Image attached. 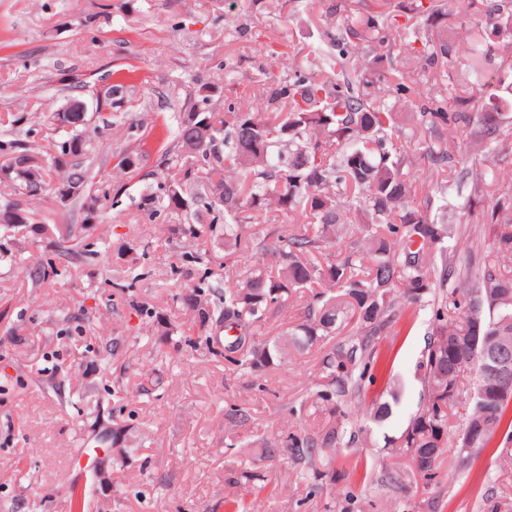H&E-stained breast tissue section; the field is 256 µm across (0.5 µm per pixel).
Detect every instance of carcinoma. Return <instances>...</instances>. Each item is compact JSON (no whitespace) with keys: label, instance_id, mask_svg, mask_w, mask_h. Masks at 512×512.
I'll return each instance as SVG.
<instances>
[{"label":"carcinoma","instance_id":"cac0c4a2","mask_svg":"<svg viewBox=\"0 0 512 512\" xmlns=\"http://www.w3.org/2000/svg\"><path fill=\"white\" fill-rule=\"evenodd\" d=\"M459 0L464 19L455 39L434 44L401 31L413 18L447 24L442 0H371L356 21L331 37L333 51L316 55L309 67L288 57V75L265 73L271 112H254L236 100L224 105V118L198 108L186 113L174 140L161 152L154 169L160 194H151L143 212L160 218L155 199L175 224L154 227L159 236L197 239L200 203L211 224L224 221L225 246L250 248L261 255L243 274L214 286L206 256H192L201 277L174 295L195 317L184 344L205 355L262 374L284 365L291 353L322 350V381L314 396L329 417L327 429L311 436L298 429L274 443L261 444L259 459L281 458L304 473L326 478L336 463V449L360 443L363 430H347L363 406L365 383H373L377 336L393 319L431 295L430 341L420 368L426 400L398 439L401 455L425 484L439 476L447 448L483 451L502 434L512 439V390L484 404L467 388L472 367L484 350H512V191H504L475 214L491 243L479 262L459 263L470 252L469 236L451 224L429 217L434 193L445 175L459 170L473 195L484 197L485 176L479 157L512 135V66L492 63L496 44L512 41V0ZM412 53L428 65L461 56L471 62L475 79L494 71L503 94L448 97V90L424 93L395 68V59ZM392 100L410 105L415 127L438 132L420 144L423 167L398 147L391 130L397 116ZM113 105L104 102L88 118L72 122L56 109L49 122L62 136L45 155L34 153L28 138H0V177L10 192L0 198V231L25 229L36 214L20 200L53 191L55 179L71 189L69 200L84 210L122 187L97 178V130L113 124ZM295 215L305 223L265 237L246 236L249 225ZM360 225L355 250L333 251ZM59 234L76 243L61 251L67 261L97 254L91 233L79 237L71 224ZM56 259L38 260L28 270L34 281L58 274ZM300 293L298 319L278 336L263 341L259 330L273 314L288 308ZM224 335V345L212 344ZM132 433L112 427V451L130 452Z\"/></svg>","mask_w":512,"mask_h":512}]
</instances>
